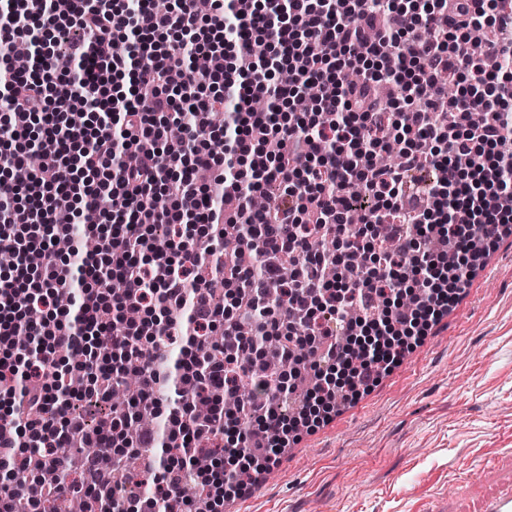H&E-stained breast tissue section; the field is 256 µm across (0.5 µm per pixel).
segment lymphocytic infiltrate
<instances>
[{
	"label": "lymphocytic infiltrate",
	"mask_w": 512,
	"mask_h": 512,
	"mask_svg": "<svg viewBox=\"0 0 512 512\" xmlns=\"http://www.w3.org/2000/svg\"><path fill=\"white\" fill-rule=\"evenodd\" d=\"M499 2L210 0L203 14L196 0L164 11L150 0H0L1 50L34 28L48 41L32 70L0 66V249L16 257L0 276V512H40L27 495L34 476L20 470L32 456L53 476L52 497L127 512L136 497L97 457L81 480L65 476L59 451L77 444L116 463L145 451L150 487L136 499L149 512H221L291 434L313 426L311 408L355 400L402 363L470 283L483 245L512 223V99L499 80L512 71V40L488 44L493 68L468 51L474 29L505 26ZM125 37L135 52H112ZM258 40L266 59L252 54ZM283 69L292 83L277 82ZM348 69L360 82H346ZM463 73L466 93L447 99L445 78ZM309 84L317 101L293 111ZM213 86L224 95L220 127L209 121ZM260 96L276 111H253ZM173 125L181 140L168 138ZM31 142L41 165L22 190L11 170ZM393 143L398 168L380 167L376 155ZM419 166L437 180L408 189L402 172ZM274 183L268 207L250 209L249 196ZM161 195L181 216L157 209ZM408 196L407 222L386 227ZM356 197L373 203L363 227L398 232L396 250L369 255L350 226ZM90 210L105 223L86 224ZM237 234L257 267L224 254L221 239ZM327 239L360 262L325 250ZM434 240L455 261L430 251ZM290 259L301 273L288 284ZM349 307L358 315L340 326ZM131 309L137 318L113 334ZM219 335L232 351L211 344ZM265 336L277 339L281 369L259 355ZM175 343L184 351L172 368L163 351ZM130 372L137 390L110 407ZM287 373L313 379L292 414L281 408ZM75 376L78 396L66 391ZM166 380L168 406L156 391ZM244 384L248 396L225 412L221 391ZM81 396L109 412L87 423L73 413ZM146 409L163 414L161 431L114 436L117 420ZM205 444L214 463L190 495L185 474Z\"/></svg>",
	"instance_id": "lymphocytic-infiltrate-1"
}]
</instances>
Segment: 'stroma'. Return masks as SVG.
Returning <instances> with one entry per match:
<instances>
[{
    "label": "stroma",
    "mask_w": 512,
    "mask_h": 512,
    "mask_svg": "<svg viewBox=\"0 0 512 512\" xmlns=\"http://www.w3.org/2000/svg\"><path fill=\"white\" fill-rule=\"evenodd\" d=\"M439 325L372 390L301 430L237 512H416L512 451V234L486 245Z\"/></svg>",
    "instance_id": "obj_1"
}]
</instances>
